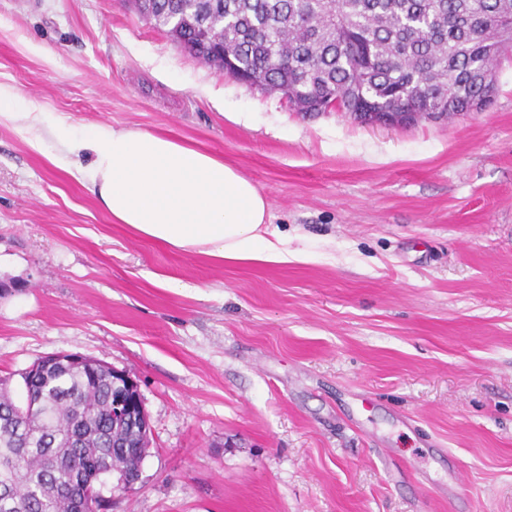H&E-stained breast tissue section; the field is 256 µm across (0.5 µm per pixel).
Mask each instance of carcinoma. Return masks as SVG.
<instances>
[{"label":"carcinoma","mask_w":512,"mask_h":512,"mask_svg":"<svg viewBox=\"0 0 512 512\" xmlns=\"http://www.w3.org/2000/svg\"><path fill=\"white\" fill-rule=\"evenodd\" d=\"M148 21L205 64L197 46L219 47L236 81L297 84L353 117L469 112L512 47V0H152ZM112 378L68 366L22 376L43 408L18 436L5 422L19 402L0 387V512H72L82 474L133 488L149 436L112 418Z\"/></svg>","instance_id":"carcinoma-1"}]
</instances>
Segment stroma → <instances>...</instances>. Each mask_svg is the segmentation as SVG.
I'll return each mask as SVG.
<instances>
[{"mask_svg": "<svg viewBox=\"0 0 512 512\" xmlns=\"http://www.w3.org/2000/svg\"><path fill=\"white\" fill-rule=\"evenodd\" d=\"M493 106L368 127L225 77L132 0H0V83L165 133L267 194L309 262L136 237L0 123V379L58 351L139 385L109 512H512V51ZM184 282L161 287L159 277Z\"/></svg>", "mask_w": 512, "mask_h": 512, "instance_id": "obj_1", "label": "stroma"}]
</instances>
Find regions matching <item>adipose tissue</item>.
Masks as SVG:
<instances>
[{
    "mask_svg": "<svg viewBox=\"0 0 512 512\" xmlns=\"http://www.w3.org/2000/svg\"><path fill=\"white\" fill-rule=\"evenodd\" d=\"M29 147L56 143L50 162L76 178L117 224L182 252L231 266L306 260L272 224L265 193L237 168L175 138L93 123L73 131L35 101L0 85V123Z\"/></svg>",
    "mask_w": 512,
    "mask_h": 512,
    "instance_id": "adipose-tissue-1",
    "label": "adipose tissue"
}]
</instances>
